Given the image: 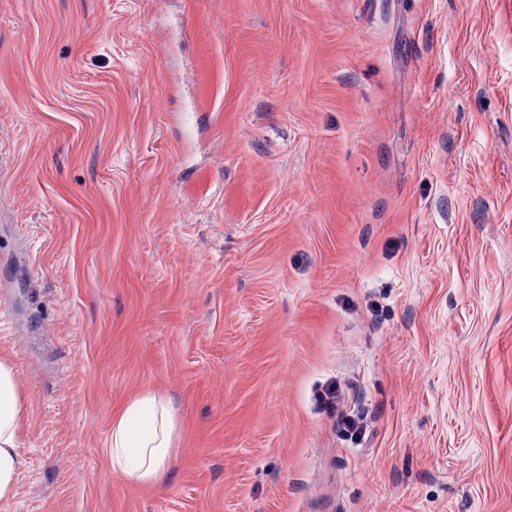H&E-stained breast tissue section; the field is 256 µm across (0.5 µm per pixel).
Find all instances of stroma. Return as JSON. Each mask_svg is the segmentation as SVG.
<instances>
[{"mask_svg":"<svg viewBox=\"0 0 512 512\" xmlns=\"http://www.w3.org/2000/svg\"><path fill=\"white\" fill-rule=\"evenodd\" d=\"M0 360V512H512V0H0ZM24 408L11 366L0 361V500L16 494L22 463L20 429ZM178 424L173 408L151 389L134 395L112 422L106 453L128 485H153L168 474Z\"/></svg>","mask_w":512,"mask_h":512,"instance_id":"1","label":"stroma"}]
</instances>
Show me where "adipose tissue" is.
Instances as JSON below:
<instances>
[{"instance_id": "ef3b65f1", "label": "adipose tissue", "mask_w": 512, "mask_h": 512, "mask_svg": "<svg viewBox=\"0 0 512 512\" xmlns=\"http://www.w3.org/2000/svg\"><path fill=\"white\" fill-rule=\"evenodd\" d=\"M24 408L11 366L0 361V500L14 497L22 463ZM178 424L173 408L151 389L134 395L112 422L106 453L129 485H153L168 474Z\"/></svg>"}]
</instances>
